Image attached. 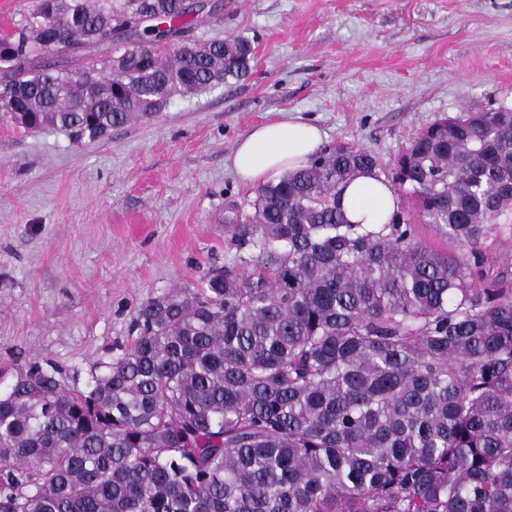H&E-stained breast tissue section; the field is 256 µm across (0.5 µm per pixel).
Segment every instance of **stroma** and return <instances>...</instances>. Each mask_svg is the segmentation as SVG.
<instances>
[{
	"label": "stroma",
	"instance_id": "1",
	"mask_svg": "<svg viewBox=\"0 0 512 512\" xmlns=\"http://www.w3.org/2000/svg\"><path fill=\"white\" fill-rule=\"evenodd\" d=\"M210 2L189 34L248 38L246 77L95 141L0 120V393L33 362L84 386L143 303L223 267L255 125L293 112L388 167L437 120L512 107V0Z\"/></svg>",
	"mask_w": 512,
	"mask_h": 512
}]
</instances>
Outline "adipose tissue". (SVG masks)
<instances>
[{"mask_svg": "<svg viewBox=\"0 0 512 512\" xmlns=\"http://www.w3.org/2000/svg\"><path fill=\"white\" fill-rule=\"evenodd\" d=\"M323 138L319 125L287 111L241 137L231 156V167L244 184L274 182L286 172L309 165ZM342 204L351 223L381 224L396 209L398 198L390 187L369 174L345 189Z\"/></svg>", "mask_w": 512, "mask_h": 512, "instance_id": "1", "label": "adipose tissue"}]
</instances>
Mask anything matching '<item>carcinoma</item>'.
<instances>
[{
    "mask_svg": "<svg viewBox=\"0 0 512 512\" xmlns=\"http://www.w3.org/2000/svg\"><path fill=\"white\" fill-rule=\"evenodd\" d=\"M184 0H38L0 37V98L28 129L96 140L169 94L248 74L245 37L186 32ZM136 46L94 53L107 32ZM68 40L48 65L40 52ZM413 200L351 223L358 176ZM236 253L192 288L145 302L130 342L84 388L32 364L0 395V512H512V112H465L384 171L328 147L227 218ZM436 224L472 259L423 246ZM484 256L495 268L505 264L510 266L512 264V238L510 240L494 233L488 234L484 240Z\"/></svg>",
    "mask_w": 512,
    "mask_h": 512,
    "instance_id": "cac0c4a2",
    "label": "carcinoma"
}]
</instances>
